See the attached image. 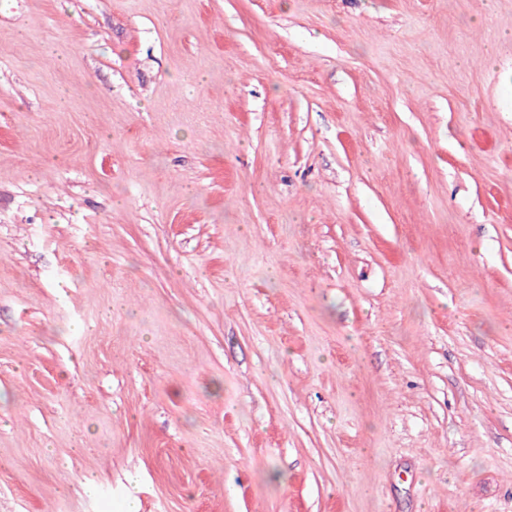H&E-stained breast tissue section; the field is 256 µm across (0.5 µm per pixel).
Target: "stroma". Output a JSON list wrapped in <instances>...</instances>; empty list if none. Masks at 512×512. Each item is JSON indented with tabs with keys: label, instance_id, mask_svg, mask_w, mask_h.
Returning a JSON list of instances; mask_svg holds the SVG:
<instances>
[{
	"label": "stroma",
	"instance_id": "1",
	"mask_svg": "<svg viewBox=\"0 0 512 512\" xmlns=\"http://www.w3.org/2000/svg\"><path fill=\"white\" fill-rule=\"evenodd\" d=\"M0 512H512V0H0Z\"/></svg>",
	"mask_w": 512,
	"mask_h": 512
}]
</instances>
